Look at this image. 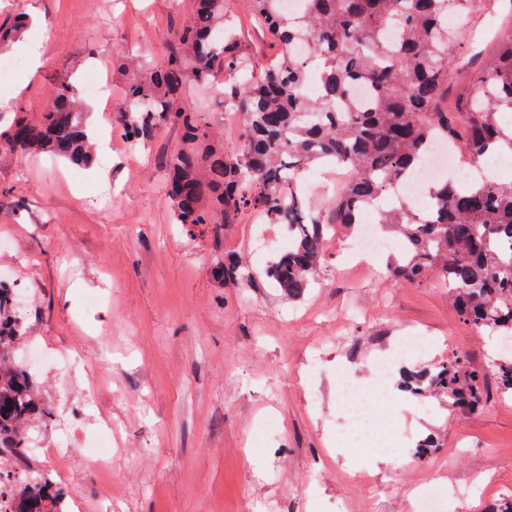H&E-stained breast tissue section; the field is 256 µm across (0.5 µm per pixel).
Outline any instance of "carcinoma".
Instances as JSON below:
<instances>
[{
    "label": "carcinoma",
    "instance_id": "carcinoma-1",
    "mask_svg": "<svg viewBox=\"0 0 512 512\" xmlns=\"http://www.w3.org/2000/svg\"><path fill=\"white\" fill-rule=\"evenodd\" d=\"M249 2L280 46L263 76L244 73L224 0H194L193 18L176 32L160 68L147 81L127 83L130 110L118 128L140 145L164 126L183 129L182 146L164 161L174 223L217 234L252 210L269 224L297 227L267 270L288 298L310 288L327 235L354 231L368 207L392 198L435 140L461 142L476 168L500 158L504 143L512 152V124L504 122L512 112V19L478 61L456 50L457 30L448 27L453 15L475 25L480 13L471 0H301L296 14L282 0ZM390 28L398 32L395 46L385 39ZM301 42L312 46L306 58L295 56ZM475 66V79L453 89V75ZM216 69L241 72L224 87V108L242 116L234 149L215 143L210 123L183 100L188 77L206 89ZM357 86L369 90L363 107L354 99ZM77 94L64 82L40 120L14 113L0 129V144L93 166L96 152ZM317 162L348 173L328 216L299 190L300 177ZM380 223L403 241L402 255L388 267L393 279L421 285L435 277L464 321L512 337V182L484 176L470 186L450 175L430 183L427 213L405 199L381 212ZM213 274L236 282L244 271L226 256ZM26 335L15 290L0 287V470L28 472L10 488L13 512H61L60 488L30 468L26 429L46 410L34 376L16 360ZM495 377L499 393L512 395V357L497 363ZM426 394L475 413L488 394V373L454 354L413 391Z\"/></svg>",
    "mask_w": 512,
    "mask_h": 512
}]
</instances>
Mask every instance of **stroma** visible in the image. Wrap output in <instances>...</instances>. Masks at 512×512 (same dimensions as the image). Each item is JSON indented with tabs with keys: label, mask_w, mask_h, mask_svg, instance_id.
<instances>
[{
	"label": "stroma",
	"mask_w": 512,
	"mask_h": 512,
	"mask_svg": "<svg viewBox=\"0 0 512 512\" xmlns=\"http://www.w3.org/2000/svg\"><path fill=\"white\" fill-rule=\"evenodd\" d=\"M238 23L237 54L253 75L277 47L248 0H226ZM194 0H0V23L30 18L45 34L36 71L15 72L0 118L45 111L58 84L103 72L112 111L91 112L106 131L125 108L134 68L160 64ZM25 87H18V80ZM182 143L169 125L145 145L113 136L82 186L69 163L0 147V271L27 295L26 346L45 419L29 437L33 466L60 484L64 512H406L412 493L447 481L512 496V397L460 413L433 397L427 417L394 391L371 424L389 447L359 458L336 395L376 400L372 362L397 337L428 336L431 354L489 366L497 339L465 324L437 281L390 279L349 265L347 241L329 239L303 297L284 299L265 275L282 225L243 212L220 237L172 221L165 156ZM246 277L211 275L220 255ZM81 353L87 374L67 378L55 358ZM112 420V463L95 473L85 451L96 418ZM432 434L429 462L402 458L408 436Z\"/></svg>",
	"instance_id": "obj_1"
}]
</instances>
